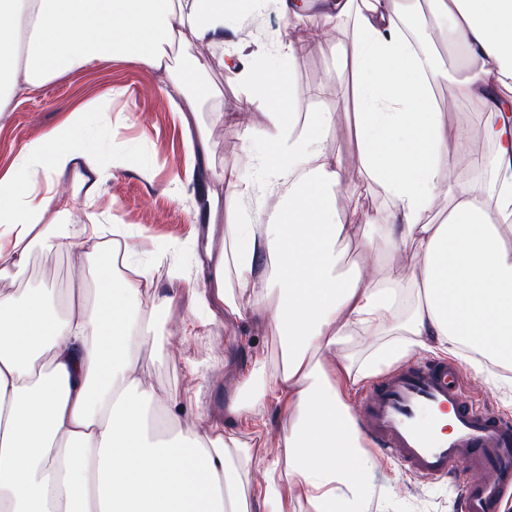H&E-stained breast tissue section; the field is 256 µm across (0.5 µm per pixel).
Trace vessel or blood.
<instances>
[{"mask_svg": "<svg viewBox=\"0 0 512 512\" xmlns=\"http://www.w3.org/2000/svg\"><path fill=\"white\" fill-rule=\"evenodd\" d=\"M439 411L452 415L449 433L438 429ZM356 416L378 448L417 478L468 474L464 512H494L512 487V422L469 403L448 363L414 361L379 377Z\"/></svg>", "mask_w": 512, "mask_h": 512, "instance_id": "vessel-or-blood-1", "label": "vessel or blood"}]
</instances>
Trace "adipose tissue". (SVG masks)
<instances>
[{
  "label": "adipose tissue",
  "mask_w": 512,
  "mask_h": 512,
  "mask_svg": "<svg viewBox=\"0 0 512 512\" xmlns=\"http://www.w3.org/2000/svg\"><path fill=\"white\" fill-rule=\"evenodd\" d=\"M245 0H0V115L47 80L131 58L171 71L169 53L192 35L224 45V19ZM460 53V77L422 53L407 30L409 0H343L354 36L336 49L351 82L355 142L367 177L389 196L390 210L361 217L358 196L346 213L336 195L346 185L340 157L321 143L331 112H297L292 71L303 48L280 44L277 72L251 64L249 97L274 100L268 125L243 124L244 142L268 149L259 169L288 200L268 224L230 214L224 248L209 281L225 316L255 320L277 336L280 367L251 364L262 386L252 401L233 400L231 417L274 402L290 411L283 462L246 493L253 458L223 426L155 424L150 409L164 391L151 381L158 309L152 273L128 266L116 275L101 227H84L79 245L59 230L73 208L59 197L56 173L84 164L95 181L110 173L79 131L105 101L81 104L27 143L0 174V278L18 274L34 247L77 250L98 268L94 304L30 289L0 291V512H288L284 490L304 495L313 512H365L374 461L365 449L350 385L423 350L471 352L512 367V0H431ZM484 103L499 121L482 126L498 165L485 188L444 180L441 161L464 149L465 129L449 132L432 89ZM448 198L439 224L424 221L438 193ZM364 255L407 253L413 272L397 280ZM356 336L378 344L354 363L344 347Z\"/></svg>",
  "instance_id": "obj_1"
}]
</instances>
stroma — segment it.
<instances>
[{
  "label": "stroma",
  "instance_id": "obj_1",
  "mask_svg": "<svg viewBox=\"0 0 512 512\" xmlns=\"http://www.w3.org/2000/svg\"><path fill=\"white\" fill-rule=\"evenodd\" d=\"M329 26L333 46L352 36L349 18L325 16L321 0H310L308 13L286 21L275 0H260L246 19L226 25L223 53L210 52L188 41L173 63L179 83L140 63L118 59L105 67L78 70L48 80L34 93L12 102L11 112L0 119V172L8 169L30 140L58 125L78 104L117 90L107 118L94 121L84 131L85 142L101 164L112 167V177L96 196L94 209L84 207L81 186L83 166L59 173L57 191L74 198L62 232L71 242H80L90 214L105 212L125 224L138 248L139 263L152 266L159 293L179 296L171 313H159L162 355L153 366L156 381L169 388L182 406L181 419L191 424H224L253 455L274 459L282 456L278 443L288 414L265 404L247 418L228 419L227 405L245 396L243 379L252 360L275 368L279 345L262 325L224 317L210 319L197 306V292L210 269V241H223L224 219L208 223L195 204L196 189L216 195L220 211H248L252 223H267L284 198L283 190L269 194L254 190L237 199L225 195L224 176L238 174L248 182L257 178L258 157L265 149L257 143L245 147L240 126L228 121L231 113L244 112L261 128L270 109L267 102L250 101L245 82L228 70L224 53L240 52L255 57L274 54L278 41L311 46L292 73L291 98L302 112H332L334 126L323 141L325 152L340 156L351 183L361 187V211L372 214L391 208L392 202L377 184L367 181L358 161L354 136V108L350 88L336 85L330 74L338 59L333 53L315 51L318 25ZM203 63L195 74H185L186 60ZM207 83L210 95L193 96V86ZM201 129L209 151L195 153L190 136ZM94 265L79 267L76 253L59 249H36L27 265L24 287L38 285L82 290L95 301ZM467 399L512 418V370L496 369L494 377L479 376L466 364H458ZM374 492L368 512H461L458 488L445 481L424 482L397 464L374 454Z\"/></svg>",
  "mask_w": 512,
  "mask_h": 512
}]
</instances>
